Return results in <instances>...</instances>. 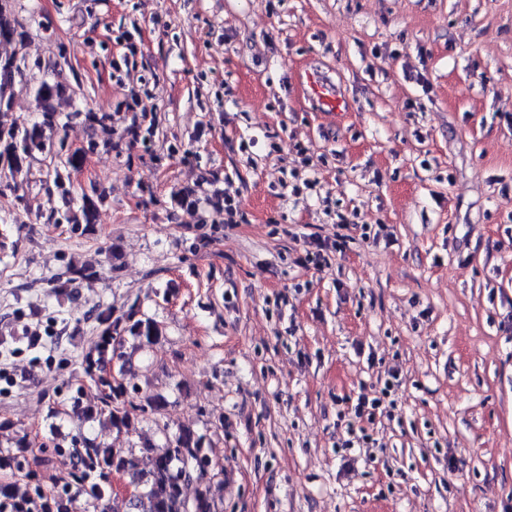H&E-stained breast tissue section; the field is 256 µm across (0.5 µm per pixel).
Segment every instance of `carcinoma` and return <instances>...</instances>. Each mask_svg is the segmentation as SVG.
<instances>
[{
	"mask_svg": "<svg viewBox=\"0 0 512 512\" xmlns=\"http://www.w3.org/2000/svg\"><path fill=\"white\" fill-rule=\"evenodd\" d=\"M12 0H0V43L13 45L9 54H0V115L12 111L16 84L26 86L36 106L33 116L9 123L0 121V193L8 191L16 199V207L28 209L27 193L18 176L29 173L33 163L50 160L53 163L52 183H42L48 195L58 193L64 208H50L36 219L48 224H68L74 234L85 235L96 221L98 204L103 196L94 197L85 192L78 194L67 185L60 169H77L83 154L100 147H112V114L93 112L79 107L66 113L62 104L76 96L71 85L60 77L62 65L58 62L44 65L29 62L23 52L30 36V28L15 16ZM93 131V136L83 150L71 149L66 141V128L74 120ZM125 137L132 146L142 145L151 149L155 137L154 123L142 114L134 116L126 129ZM171 203L199 212L198 223L215 224L216 218L199 211V199L192 191L178 192L171 196ZM67 281H90L94 267L88 264L66 269ZM98 341L93 350L83 358L84 373L98 391V403L84 406L80 401L82 388L70 397V409L65 414L79 421H99L119 433L127 435L137 430L138 424L152 416L159 422L166 399L161 394L140 395L136 375L125 354L124 344L131 340L138 347L153 344L162 335V329L152 318L140 311V302L134 301L126 312L116 316L112 310L96 315ZM166 446L160 453L153 452L149 443L142 451L152 454V469L144 473L139 469L135 454H117L111 448L80 433L71 441L81 464L79 473L73 475L74 484H66L62 491L44 497L45 512H76V502L83 499V512L96 508L97 502L112 499V512H217L211 493L212 461L205 448V436L189 428L175 433L160 427ZM112 471L130 479L143 482L141 494L131 499L111 497L112 491L96 482ZM198 486L194 498L184 495L188 485ZM0 494L11 499L30 497L29 485L17 482L0 485Z\"/></svg>",
	"mask_w": 512,
	"mask_h": 512,
	"instance_id": "carcinoma-1",
	"label": "carcinoma"
}]
</instances>
